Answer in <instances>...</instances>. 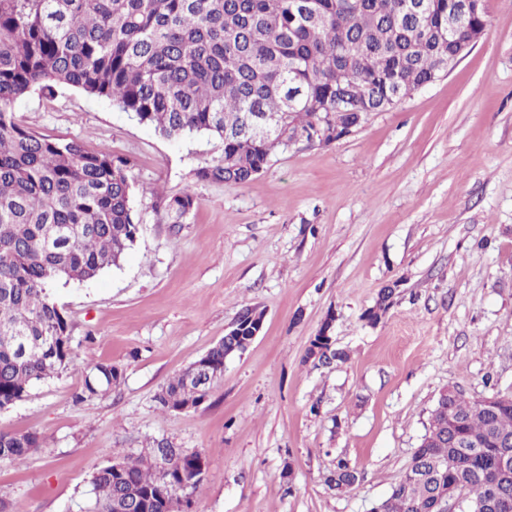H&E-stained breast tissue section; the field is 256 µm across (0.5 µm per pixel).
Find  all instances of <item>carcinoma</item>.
<instances>
[{
  "instance_id": "cac0c4a2",
  "label": "carcinoma",
  "mask_w": 512,
  "mask_h": 512,
  "mask_svg": "<svg viewBox=\"0 0 512 512\" xmlns=\"http://www.w3.org/2000/svg\"><path fill=\"white\" fill-rule=\"evenodd\" d=\"M404 0H0V409L72 358L66 316L50 288L86 281L119 265L134 245L141 217L128 162L86 151L76 140L38 135L23 126L14 103L60 86L112 101L167 139L222 141V162L198 172L202 181L242 186L265 172L286 146L276 135L248 136L253 116L301 140L342 135L350 116L336 106L349 96L360 112L399 101L400 86L433 82L448 58L436 30L454 0H426L429 23L404 12ZM197 205L185 190L163 200L170 224ZM382 288L366 319L392 304ZM243 349L224 335L164 385L156 401L197 408L224 376V357ZM78 399L106 393L122 370L95 365ZM429 436L414 464L386 499V512H428L445 489L471 502L512 512V479L493 440L512 437V405L494 415L455 388L438 398ZM43 447L35 433H0V460L22 462ZM206 466L198 452L157 445L148 456L123 458L93 474L97 512H189L185 495ZM339 460L327 483L357 485Z\"/></svg>"
}]
</instances>
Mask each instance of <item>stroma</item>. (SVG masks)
Here are the masks:
<instances>
[{
	"instance_id": "stroma-1",
	"label": "stroma",
	"mask_w": 512,
	"mask_h": 512,
	"mask_svg": "<svg viewBox=\"0 0 512 512\" xmlns=\"http://www.w3.org/2000/svg\"><path fill=\"white\" fill-rule=\"evenodd\" d=\"M482 39L448 75L328 146L278 150L243 186L201 181L219 139L169 140L111 102L61 87L13 110L29 130L130 163L142 228L119 266L51 290L74 357L0 410V432L45 445L0 461V503L95 512L92 475L154 440L205 456L193 512H373L412 462L440 391L512 395V0H486ZM198 203L171 227L151 188ZM395 290L376 323L380 288ZM262 311L209 399L155 396ZM345 360L308 348L324 319ZM98 363L112 391L75 399ZM355 489L327 485L338 460Z\"/></svg>"
}]
</instances>
